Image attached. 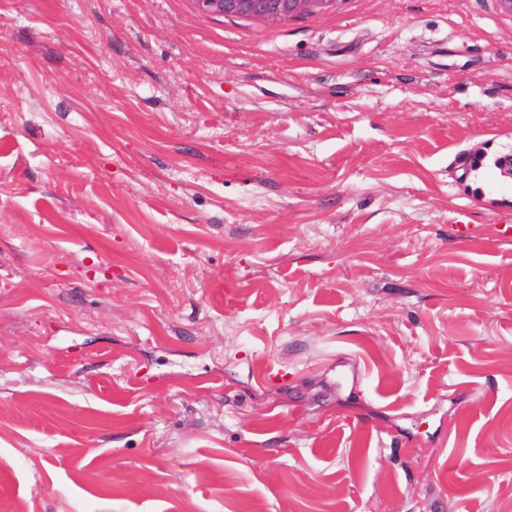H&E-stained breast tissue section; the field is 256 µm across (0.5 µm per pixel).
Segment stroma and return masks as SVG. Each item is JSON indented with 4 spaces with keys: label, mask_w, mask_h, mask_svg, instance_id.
<instances>
[{
    "label": "stroma",
    "mask_w": 512,
    "mask_h": 512,
    "mask_svg": "<svg viewBox=\"0 0 512 512\" xmlns=\"http://www.w3.org/2000/svg\"><path fill=\"white\" fill-rule=\"evenodd\" d=\"M507 148L493 0H0V512H512Z\"/></svg>",
    "instance_id": "obj_1"
}]
</instances>
